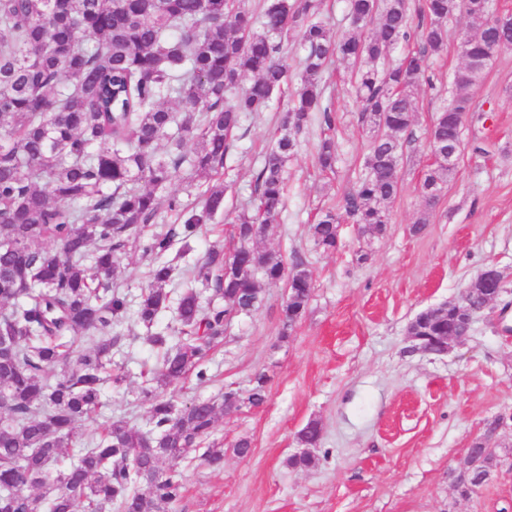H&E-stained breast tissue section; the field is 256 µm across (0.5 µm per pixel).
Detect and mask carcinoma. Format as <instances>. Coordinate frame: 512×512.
I'll return each mask as SVG.
<instances>
[{
  "instance_id": "carcinoma-1",
  "label": "carcinoma",
  "mask_w": 512,
  "mask_h": 512,
  "mask_svg": "<svg viewBox=\"0 0 512 512\" xmlns=\"http://www.w3.org/2000/svg\"><path fill=\"white\" fill-rule=\"evenodd\" d=\"M0 0V337L12 354L0 359V512H167L184 489L183 471H163L165 458L184 459L212 434L217 408L236 410L265 402L266 377L244 392L226 391L221 405L202 399L181 407L157 389L195 374L208 381L205 363L224 341L233 319L254 311L259 281L286 292L292 326L306 312L311 277L303 263L256 247L284 202L285 168L298 149V133L322 113L321 81L333 59L358 66L355 91L360 120L373 129L367 174L343 195L341 213L326 212L309 232L325 251L338 247L340 218L371 235L385 232L383 205L402 188L400 162L412 135L416 92L429 80L430 58L447 47L448 18L467 12L476 33L461 44L463 66L455 97L435 114L427 132L430 153L462 150L460 114L472 108L471 63L484 64L512 49V28L494 20L480 0H424L412 24L408 0H348L350 27L340 39L319 19L322 0ZM298 36L299 87L281 109L280 130L255 178L256 205L235 217L238 246L230 265L210 249L186 271L176 302L178 335L151 337L162 349L157 388L143 391L151 427L133 430L110 422L85 439L80 422L101 407L112 373L115 331L127 311L114 274L129 240L150 262L149 284L135 310L149 328L168 307L176 265L168 258L176 239L198 235L224 210V159L243 115L267 112L288 84L283 45ZM416 37L419 48L400 64L375 62ZM252 81L244 86L245 76ZM197 142L191 156L187 141ZM325 169L336 145L319 146ZM189 171L209 186L188 209L169 198L183 223L149 232L159 210L157 190ZM455 169L428 166L421 192L435 203ZM93 257L94 274L85 267ZM222 302L201 300L199 287ZM414 321L437 336L465 329L462 316L438 305ZM83 342L87 350L76 351ZM498 423L467 458L461 494L485 485L499 461L490 448ZM320 428L309 422L300 442L315 447ZM220 443L200 460L218 465Z\"/></svg>"
}]
</instances>
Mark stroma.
<instances>
[{
    "label": "stroma",
    "mask_w": 512,
    "mask_h": 512,
    "mask_svg": "<svg viewBox=\"0 0 512 512\" xmlns=\"http://www.w3.org/2000/svg\"><path fill=\"white\" fill-rule=\"evenodd\" d=\"M447 29L448 48L431 61V83L417 91L402 190L388 206L386 232L371 236L341 224L340 245L327 253L308 226L322 212L339 211L343 194L365 171L370 138L350 69L330 66L325 98L337 122L329 128L317 120L299 134L284 208L261 244L286 263H304L313 281L310 303L302 320L286 327L284 289L262 285L258 309L235 318L211 353L209 381L192 376L163 388L181 406L267 377L263 406L219 415L214 437L224 443L223 464L161 461L164 470L178 465L185 479L168 512H512V334L502 331L512 327V50L497 54L471 88L456 174L429 205L420 192L427 130L452 100L453 77L463 64L459 46L474 32L459 14ZM279 134L278 110L243 117L224 164V211L189 246L175 244L179 268L213 247L232 251V221L250 206L256 173ZM327 135L335 139L337 162L325 172L317 150ZM420 220L423 230L412 233ZM491 262L506 275L505 291L474 320L465 345L439 356L413 351L409 322L461 297ZM114 280L137 304L148 284L137 241L128 242ZM124 327L112 358L126 380L105 386L104 405L83 422V434L109 419L133 429L149 425L142 390L161 356L147 336L174 335L175 311L163 309L149 329L132 316ZM501 415L493 480L459 495L453 474L487 423ZM312 421L321 433L308 449L298 433ZM243 437L252 448L240 456L233 446ZM306 451L309 467L289 466V458Z\"/></svg>",
    "instance_id": "1"
}]
</instances>
